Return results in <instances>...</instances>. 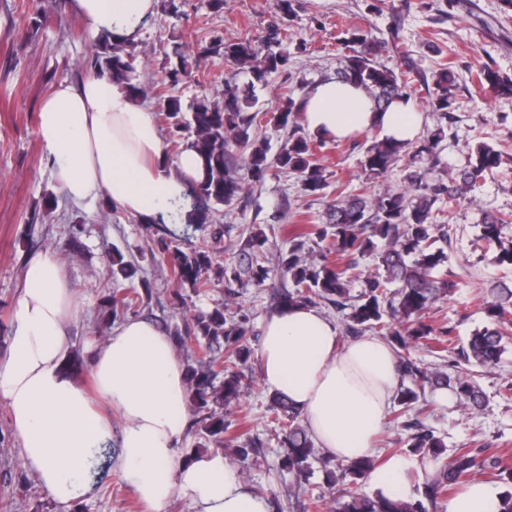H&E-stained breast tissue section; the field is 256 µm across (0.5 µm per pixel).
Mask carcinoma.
<instances>
[{"mask_svg": "<svg viewBox=\"0 0 512 512\" xmlns=\"http://www.w3.org/2000/svg\"><path fill=\"white\" fill-rule=\"evenodd\" d=\"M280 29L273 26L266 36L265 52L259 53L247 38L236 41L220 39L203 52L224 57V63L237 68H248L253 78L261 82L281 71L288 64V57L277 50ZM352 54L347 56L345 67L338 73L340 80L353 82L364 88L374 108L387 110L394 102L408 98L405 72L376 64L372 56L375 42L368 33L356 30L349 38ZM94 54L87 62V70L105 76L112 82L126 87L134 96L141 88L132 83L131 74L137 68V56L123 45L97 39ZM192 76L185 59L168 71L169 84H161L156 92L155 120L167 127L176 155L186 149L193 150L202 161V178L186 185L182 201L174 212L168 213L176 221L186 212L197 216L196 223L211 220L208 203L230 205L245 192L246 183L238 168L237 153L250 150L247 167L253 183L264 181L267 171L275 167L294 174L303 189L318 195L326 187L322 165L315 149L302 133L304 98L288 97L286 104L273 112L272 120L288 129V138L280 152L268 159L264 144L250 139V129L261 122L255 102L237 83L224 81V105L219 106L207 98H199L193 106L191 118H186L180 98L169 94L168 85ZM478 82L501 94H512V78L501 75L490 65L477 72ZM456 79L452 69L443 66L436 74L430 106L439 120L448 119ZM440 137L426 139L417 150L425 166L408 175L409 190L385 192L370 197L363 191H345L338 186L336 200L327 204L325 224H305L291 240L288 251L279 253L273 267L248 263L242 270H233L234 276L245 274L255 285L261 286L279 274L291 280L292 292H282L278 308L291 305H314L327 301L337 307H347L346 333L353 335L373 330L385 336L393 346L397 370L406 384L400 386L396 402L397 418L413 410L425 394L426 388L451 389L463 405L480 410L484 405L479 385L466 373L451 376L444 371L424 366L402 354L412 344L424 343L431 352L442 355L457 352L467 362L483 367L498 364L505 350V336L512 325V285L501 281L491 289L492 300L486 311L493 326L476 331L467 343H455L452 330L435 332L425 321V314L434 301L453 293L456 283L438 275V267L445 262L443 250L435 247L439 240H448L449 220L454 205L462 195L481 180L485 172L500 163L501 154L493 147H477L469 164L457 177L446 182L437 174ZM406 145L382 138L365 151L362 165L374 177L388 172ZM438 209L443 222L436 221L433 207ZM507 220L498 213L483 216L480 239L487 244L500 246L499 263L512 266V243L501 241L503 224ZM317 239L328 242L320 249L319 259L306 256V244ZM384 241L382 249L376 240ZM365 254L375 255L382 273L375 277L361 278L356 271L355 258ZM158 262L165 265L176 284L189 283L197 294L208 290L210 282L203 273L212 266L209 251L195 247L188 252L160 241ZM361 281L362 290L351 295L352 284ZM142 296L135 288L114 290L106 298V312L116 317L136 307ZM248 317H228L224 308L216 307L193 316L192 323L175 328L173 339L180 350H188L187 343L194 341L197 351L187 356L186 404L198 418L199 435L205 444L194 449L190 459L210 453L234 449L240 463L249 459L253 449L259 447L247 427L237 423L236 432L228 433L229 422L224 409L239 400L243 380L252 379L259 360L246 343ZM224 349L225 359L216 354ZM275 419L284 421L281 426V444L285 448L282 466L301 476L311 468L317 458L318 448L306 427L300 424V413L288 397L275 394L271 405ZM409 432L406 445L410 451L433 460L436 472L425 486V501L410 500L394 488L387 496L342 494L336 501L335 512H427L424 502L453 496L486 469V461L473 448H459L446 460L442 457L443 443L430 429L416 423L401 422ZM376 469L369 456L355 458L341 465L342 475L352 480L365 479ZM498 476L507 477L510 488L501 492L490 506V512H512V466L501 460L495 463Z\"/></svg>", "mask_w": 512, "mask_h": 512, "instance_id": "cac0c4a2", "label": "carcinoma"}]
</instances>
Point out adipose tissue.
Segmentation results:
<instances>
[{
    "label": "adipose tissue",
    "mask_w": 512,
    "mask_h": 512,
    "mask_svg": "<svg viewBox=\"0 0 512 512\" xmlns=\"http://www.w3.org/2000/svg\"><path fill=\"white\" fill-rule=\"evenodd\" d=\"M156 4L69 0L93 36L115 43L136 41ZM419 123L411 100L377 112L363 88L333 77L306 96L304 124L324 137L342 140L375 129L407 142ZM38 134L73 202L103 193L141 224L172 210L187 181L201 174L192 150L168 163L153 113L104 78L57 82L42 105ZM16 307L0 361V401L10 408L25 466L59 512H71L87 495L97 453L111 445L144 512H168L177 494L195 512H270L268 499L252 494L224 455L189 464L178 457L185 426L174 408L183 397L185 368L170 336L145 319L122 321L92 356L88 390L62 369L69 350L65 327L79 306L54 254L30 260ZM258 356L264 385L288 395L325 456L345 463L369 454L400 385L385 340L344 342L315 307H285L264 323Z\"/></svg>",
    "instance_id": "ef3b65f1"
}]
</instances>
